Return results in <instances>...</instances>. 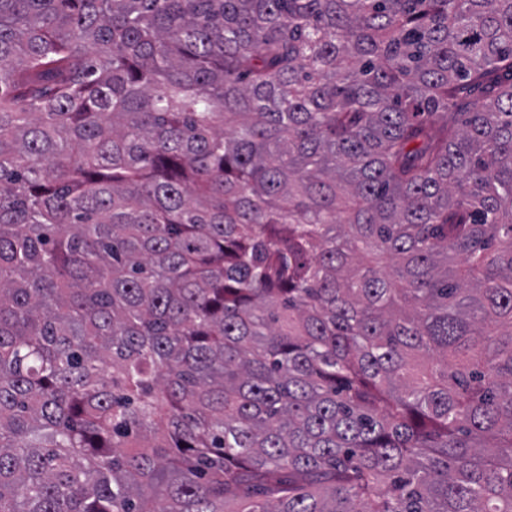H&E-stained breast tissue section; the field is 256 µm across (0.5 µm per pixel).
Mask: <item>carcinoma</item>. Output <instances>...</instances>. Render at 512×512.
Listing matches in <instances>:
<instances>
[{
    "label": "carcinoma",
    "instance_id": "obj_1",
    "mask_svg": "<svg viewBox=\"0 0 512 512\" xmlns=\"http://www.w3.org/2000/svg\"><path fill=\"white\" fill-rule=\"evenodd\" d=\"M0 512H512V0H0Z\"/></svg>",
    "mask_w": 512,
    "mask_h": 512
}]
</instances>
